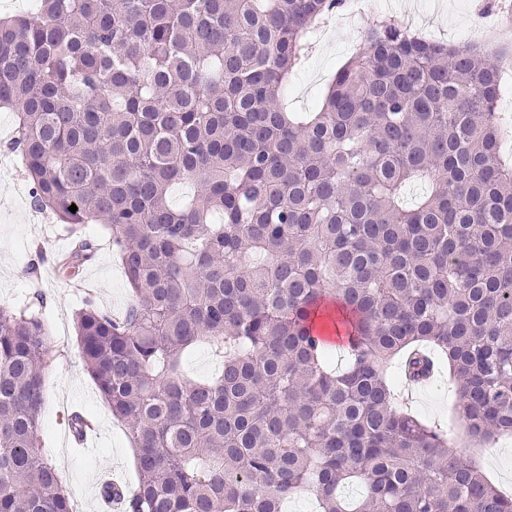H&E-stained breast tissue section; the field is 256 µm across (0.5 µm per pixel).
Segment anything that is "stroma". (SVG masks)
I'll return each mask as SVG.
<instances>
[{"instance_id":"35a3bbf8","label":"stroma","mask_w":512,"mask_h":512,"mask_svg":"<svg viewBox=\"0 0 512 512\" xmlns=\"http://www.w3.org/2000/svg\"><path fill=\"white\" fill-rule=\"evenodd\" d=\"M484 0H374L355 16L336 19L316 41L311 58L298 71L288 91V104L298 112L312 110L337 70L361 52L365 30L381 16L400 7L413 14L429 38L453 45L481 42L497 44L500 35L495 20L479 24ZM70 246L52 215H36L21 165L0 170V304L23 300L42 301L47 328L50 363L45 371V404L40 419V438L48 458L59 470L69 491L74 512H98L100 481L114 477L130 484L136 479L133 452L126 430L117 423L100 398L78 355L74 312L86 292H93L99 305L120 313L129 293L118 260L112 251L98 250L80 276L65 277L51 263L53 255ZM455 384L447 372L415 391L408 405L422 420L447 428L450 447L463 456H475L484 473L512 491V437L497 441L495 455L471 448L463 423L453 413ZM78 411L98 429L87 451L69 448L67 417Z\"/></svg>"}]
</instances>
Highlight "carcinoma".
<instances>
[{
	"instance_id": "obj_1",
	"label": "carcinoma",
	"mask_w": 512,
	"mask_h": 512,
	"mask_svg": "<svg viewBox=\"0 0 512 512\" xmlns=\"http://www.w3.org/2000/svg\"><path fill=\"white\" fill-rule=\"evenodd\" d=\"M343 2L36 0L0 16L10 151L74 249L56 265L79 275L97 223L131 291L119 317L91 295L75 313L86 371L129 429L138 482L100 487L126 512H282L301 491L319 512H512L390 376L440 363L467 433L512 435L497 111L512 51L380 20L320 107L292 112L289 81ZM182 183L196 190L172 206ZM46 340L32 303L0 305V512H73L39 446ZM200 343L214 378L182 369Z\"/></svg>"
}]
</instances>
